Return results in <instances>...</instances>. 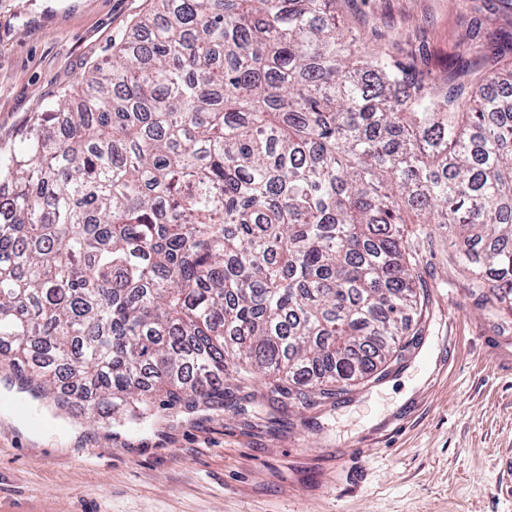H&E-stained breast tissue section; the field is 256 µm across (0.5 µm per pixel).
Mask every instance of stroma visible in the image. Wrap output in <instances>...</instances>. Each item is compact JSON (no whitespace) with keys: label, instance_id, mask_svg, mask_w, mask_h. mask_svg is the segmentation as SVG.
Segmentation results:
<instances>
[{"label":"stroma","instance_id":"1","mask_svg":"<svg viewBox=\"0 0 512 512\" xmlns=\"http://www.w3.org/2000/svg\"><path fill=\"white\" fill-rule=\"evenodd\" d=\"M154 0H0V149L111 54ZM371 49L439 85L500 0H341ZM440 224L417 247L423 305L382 377L307 403L267 381L157 405L133 430L20 392L0 368V512H512V305L475 287Z\"/></svg>","mask_w":512,"mask_h":512}]
</instances>
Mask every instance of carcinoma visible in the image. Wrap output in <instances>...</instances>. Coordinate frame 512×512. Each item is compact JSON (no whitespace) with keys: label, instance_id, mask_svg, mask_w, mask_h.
I'll return each mask as SVG.
<instances>
[{"label":"carcinoma","instance_id":"obj_1","mask_svg":"<svg viewBox=\"0 0 512 512\" xmlns=\"http://www.w3.org/2000/svg\"><path fill=\"white\" fill-rule=\"evenodd\" d=\"M339 0H155L0 152V366L59 410L150 425L153 395L373 374L442 224L512 297V36L434 93Z\"/></svg>","mask_w":512,"mask_h":512}]
</instances>
